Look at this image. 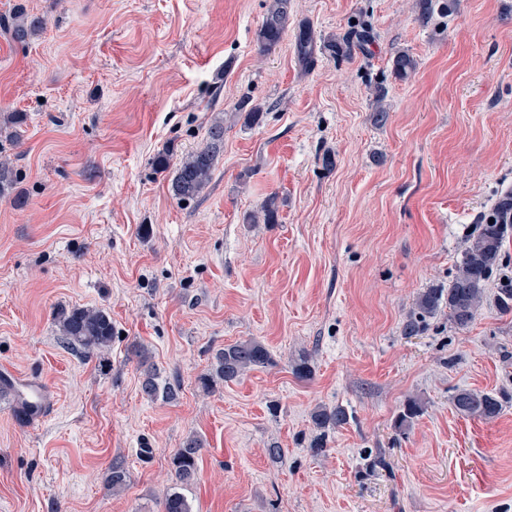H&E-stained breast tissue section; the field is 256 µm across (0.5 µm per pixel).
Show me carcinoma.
I'll list each match as a JSON object with an SVG mask.
<instances>
[{
	"label": "carcinoma",
	"instance_id": "obj_1",
	"mask_svg": "<svg viewBox=\"0 0 512 512\" xmlns=\"http://www.w3.org/2000/svg\"><path fill=\"white\" fill-rule=\"evenodd\" d=\"M419 20L424 25L433 23L435 17L448 11V0H418ZM290 0H270L258 31L259 51L273 52L281 43L288 28ZM46 20L18 9L7 27L11 40L26 47L42 33ZM372 36L367 30H358L340 36L323 38L322 50L332 58L349 57L355 50H363ZM294 49L298 60L308 63L316 51L314 31L301 25L295 34ZM416 62L407 52L397 53L392 60V71L400 79L407 78L415 69ZM25 119L19 112H10L0 121V135L10 141L23 137ZM224 148V121H216L207 130V146L188 152L180 159L173 177L169 180L171 196L180 202H190L210 184L215 160ZM17 170L0 156V197L15 185ZM277 194L270 195L261 208V215L251 216V223L261 219L264 224L278 222ZM512 242V187L496 194L490 208L479 218L466 236L465 247L455 262V273L448 286L436 284L418 293L415 306L405 332L413 335L419 323L441 313L448 315V323L457 329L469 327L486 301L487 289L495 288V303L500 313H512V267L504 263L505 247ZM55 322L64 343L82 353L102 352L112 344L114 328L112 318L104 308L76 307L60 310ZM275 365L270 350L256 339H248L226 345L214 354L211 372L199 378L205 391H210L219 382L238 379L254 368ZM142 392L151 399H175L176 388L163 380L154 369L145 371L141 384ZM456 412L464 416H477L484 420L497 418L503 408L497 394L458 389L451 398ZM422 411L418 400L408 402L396 421V429L405 432L413 419ZM314 426L326 430L349 422L347 411L335 406H321L312 414ZM204 442L198 436L188 438L174 453L171 466L176 481L182 484L193 482L198 474V462ZM162 512H193L187 498L175 489H170L162 500Z\"/></svg>",
	"mask_w": 512,
	"mask_h": 512
}]
</instances>
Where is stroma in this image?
<instances>
[{
	"label": "stroma",
	"mask_w": 512,
	"mask_h": 512,
	"mask_svg": "<svg viewBox=\"0 0 512 512\" xmlns=\"http://www.w3.org/2000/svg\"><path fill=\"white\" fill-rule=\"evenodd\" d=\"M19 3L47 19L25 48L3 27ZM266 4L0 0V112L27 115L1 149L20 176L0 198V366L55 392L32 429L0 396V512H160L194 435L193 512H512V314L489 301L468 328L441 314L404 332L512 187V0H458L426 27L417 0H292L263 56ZM302 23L319 38L367 27L372 42L304 68ZM400 51L417 61L404 80ZM243 101L266 107L261 124ZM217 120L212 181L178 202L153 159L169 147L178 164ZM273 193L279 223H250ZM72 306L109 312L104 355L62 343L53 314ZM249 338L275 366L202 391L216 351ZM149 365L175 400L142 393ZM461 388L509 398L496 419L464 417ZM411 398L425 408L403 435ZM337 405L349 422L313 452L312 413ZM204 442L198 436L188 438L171 459V466L177 482L191 484L198 474V462Z\"/></svg>",
	"instance_id": "35a3bbf8"
}]
</instances>
